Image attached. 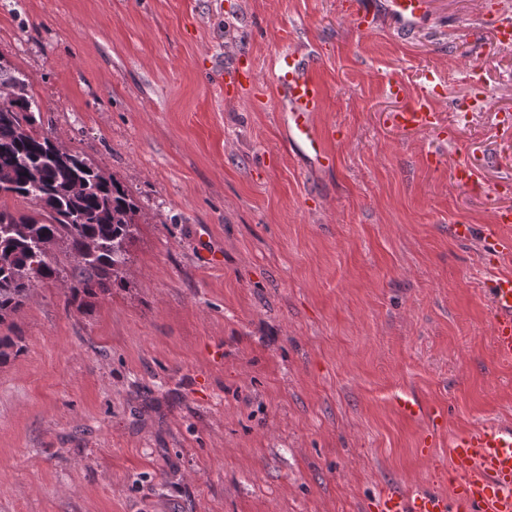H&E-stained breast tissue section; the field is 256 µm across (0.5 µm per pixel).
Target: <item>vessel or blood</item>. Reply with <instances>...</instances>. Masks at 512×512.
Returning <instances> with one entry per match:
<instances>
[{
	"instance_id": "obj_1",
	"label": "vessel or blood",
	"mask_w": 512,
	"mask_h": 512,
	"mask_svg": "<svg viewBox=\"0 0 512 512\" xmlns=\"http://www.w3.org/2000/svg\"><path fill=\"white\" fill-rule=\"evenodd\" d=\"M426 0H388L392 17L411 25L424 19ZM273 84L282 110L279 118L292 149L316 168L332 166L334 157L326 147L322 129L314 117L323 103V88L312 62L303 53H281L273 72ZM227 96L257 91L252 60L227 70L224 82ZM439 84L429 81L414 100L389 115L395 128L421 131L438 123L435 102ZM456 239L482 238L483 256L498 260L512 255V208L495 213L494 228L478 236L470 224L452 227ZM493 311L492 348L498 360L512 363V272L496 275L488 286ZM448 481L451 497L431 489L412 493L388 485L371 503L373 512H512V423L458 432L449 438Z\"/></svg>"
}]
</instances>
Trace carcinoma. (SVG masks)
Listing matches in <instances>:
<instances>
[{
  "label": "carcinoma",
  "instance_id": "carcinoma-1",
  "mask_svg": "<svg viewBox=\"0 0 512 512\" xmlns=\"http://www.w3.org/2000/svg\"><path fill=\"white\" fill-rule=\"evenodd\" d=\"M0 198L28 199L36 209L0 206V325L29 300L35 283L62 273L58 243L72 259L66 308L78 311L125 279L139 206L127 188L81 154L59 151L42 127L27 76L0 59ZM20 337L0 335V365L17 357Z\"/></svg>",
  "mask_w": 512,
  "mask_h": 512
}]
</instances>
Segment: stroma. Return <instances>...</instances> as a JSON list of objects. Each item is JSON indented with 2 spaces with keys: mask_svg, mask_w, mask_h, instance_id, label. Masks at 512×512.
<instances>
[{
  "mask_svg": "<svg viewBox=\"0 0 512 512\" xmlns=\"http://www.w3.org/2000/svg\"><path fill=\"white\" fill-rule=\"evenodd\" d=\"M350 3L0 0V57L45 128L140 206L122 286L79 312L65 279L39 282L11 319L0 512H369L390 483L449 495L450 436L512 423L487 296L512 257L450 230L512 207V45L492 28L512 0H427L410 27L372 0L368 30ZM291 46L326 89L324 170L278 117ZM241 53L263 105L224 94ZM429 69L455 142L386 121L388 83L418 94ZM461 152L483 192L454 182Z\"/></svg>",
  "mask_w": 512,
  "mask_h": 512,
  "instance_id": "1",
  "label": "stroma"
}]
</instances>
